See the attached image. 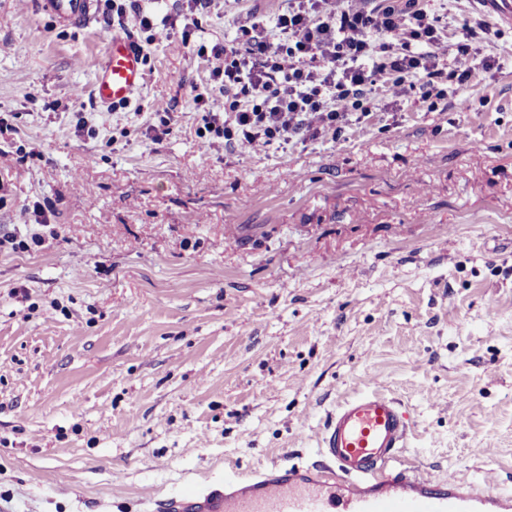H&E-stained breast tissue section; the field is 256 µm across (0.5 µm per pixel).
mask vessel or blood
<instances>
[{
	"label": "vessel or blood",
	"instance_id": "vessel-or-blood-1",
	"mask_svg": "<svg viewBox=\"0 0 512 512\" xmlns=\"http://www.w3.org/2000/svg\"><path fill=\"white\" fill-rule=\"evenodd\" d=\"M36 8L73 28L90 26L97 0H37ZM145 82L142 53L110 36L93 92L101 103L130 102ZM410 425L399 399L364 391L326 413L318 459L274 464L178 495L147 499V512H512V493L485 481L413 473L402 457Z\"/></svg>",
	"mask_w": 512,
	"mask_h": 512
}]
</instances>
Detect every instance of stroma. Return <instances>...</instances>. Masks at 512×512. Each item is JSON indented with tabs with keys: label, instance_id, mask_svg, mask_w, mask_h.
Returning a JSON list of instances; mask_svg holds the SVG:
<instances>
[{
	"label": "stroma",
	"instance_id": "obj_1",
	"mask_svg": "<svg viewBox=\"0 0 512 512\" xmlns=\"http://www.w3.org/2000/svg\"><path fill=\"white\" fill-rule=\"evenodd\" d=\"M280 6L214 0L190 44L148 43L115 109L91 92L106 0L86 29L0 0L13 512H144L228 465L310 459L363 391L400 400L420 471L512 491V26L480 50L503 67L478 74L472 111L408 104L260 153L199 137L195 47Z\"/></svg>",
	"mask_w": 512,
	"mask_h": 512
}]
</instances>
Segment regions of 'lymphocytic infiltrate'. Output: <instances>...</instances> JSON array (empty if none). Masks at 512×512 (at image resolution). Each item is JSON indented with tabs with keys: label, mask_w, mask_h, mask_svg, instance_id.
Here are the masks:
<instances>
[{
	"label": "lymphocytic infiltrate",
	"mask_w": 512,
	"mask_h": 512,
	"mask_svg": "<svg viewBox=\"0 0 512 512\" xmlns=\"http://www.w3.org/2000/svg\"><path fill=\"white\" fill-rule=\"evenodd\" d=\"M273 17L233 18L237 42L199 46L210 84L193 101L206 111L200 137L262 151L273 145L339 139L355 122L412 102L435 111L449 86L471 87L476 71L499 70L497 57L475 61L473 45L499 38L481 17L448 24L419 0H285ZM213 0H179L154 24L139 0H111L107 25L163 29L190 42L197 15Z\"/></svg>",
	"instance_id": "lymphocytic-infiltrate-1"
}]
</instances>
